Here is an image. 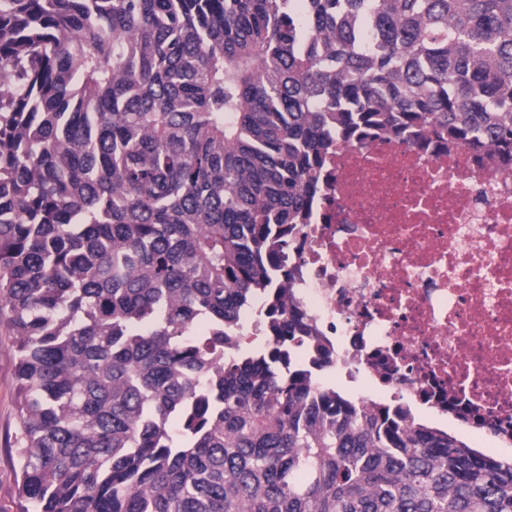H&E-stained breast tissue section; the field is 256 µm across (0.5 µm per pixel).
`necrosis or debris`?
Returning <instances> with one entry per match:
<instances>
[{
  "instance_id": "obj_1",
  "label": "necrosis or debris",
  "mask_w": 512,
  "mask_h": 512,
  "mask_svg": "<svg viewBox=\"0 0 512 512\" xmlns=\"http://www.w3.org/2000/svg\"><path fill=\"white\" fill-rule=\"evenodd\" d=\"M276 279L303 327L290 353L369 409L512 453V162L388 136L343 144ZM257 298L225 358L267 345Z\"/></svg>"
}]
</instances>
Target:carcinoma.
Listing matches in <instances>:
<instances>
[{
	"mask_svg": "<svg viewBox=\"0 0 512 512\" xmlns=\"http://www.w3.org/2000/svg\"><path fill=\"white\" fill-rule=\"evenodd\" d=\"M512 160V0H0L26 512H512V461L283 373L327 156ZM276 346L224 359L254 298Z\"/></svg>",
	"mask_w": 512,
	"mask_h": 512,
	"instance_id": "cac0c4a2",
	"label": "carcinoma"
}]
</instances>
